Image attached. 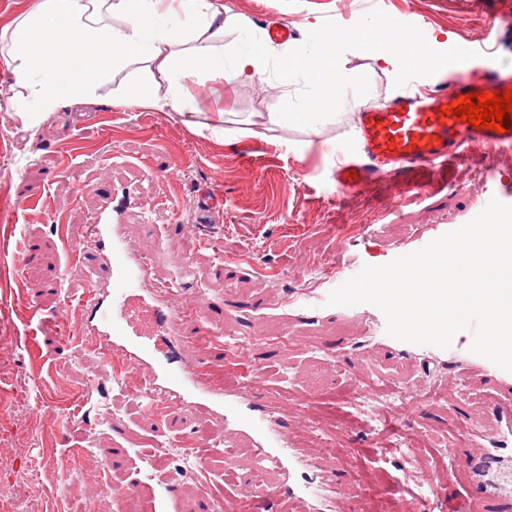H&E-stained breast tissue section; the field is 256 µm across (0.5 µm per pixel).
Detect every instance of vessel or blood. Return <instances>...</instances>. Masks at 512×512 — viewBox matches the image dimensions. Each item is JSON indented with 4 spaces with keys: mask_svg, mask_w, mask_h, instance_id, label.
Segmentation results:
<instances>
[{
    "mask_svg": "<svg viewBox=\"0 0 512 512\" xmlns=\"http://www.w3.org/2000/svg\"><path fill=\"white\" fill-rule=\"evenodd\" d=\"M489 37L498 34L499 17L512 14V0H470ZM512 89V68L488 67L468 71L450 85L434 92L407 91L394 100L358 109V140L347 148L346 162L331 174L337 192L359 190L390 178L404 170H426L429 180L440 178L449 163L463 160L477 147L512 148V131L496 133L472 128L460 117L443 116L442 109L471 92L501 94ZM125 197L107 201L105 207L85 227L84 239L93 245L105 262L107 276L103 287H91L78 300L80 312H91L95 332L86 344L109 363L131 370L140 389L162 405H186L204 418L222 422L220 434L208 439V446H224V474L235 480L239 467L230 448L237 438L248 440L253 458L261 468L278 476H294L305 469L306 477L293 487L267 485L280 512H346L339 490L335 463L338 452L332 448L303 447L298 435L285 431L279 417L257 410H244L239 391L241 381L229 375L224 389L213 388L200 367V358L223 359L225 348L206 340L205 317L193 309L166 307L165 298L174 291L165 284L148 288L152 261L133 248L123 231L121 218ZM447 224L426 226L403 248L411 253L450 232ZM327 294L305 296L294 301L293 313L301 320H315L327 308ZM364 338L378 353L391 358H431L463 377L488 383L499 394H512V372L471 353L472 336L458 334L451 347L440 349L399 341L386 332V320L375 306L365 310ZM146 319L152 335L184 339L186 326L197 339L191 360L161 361L154 344L133 339L131 328L137 319ZM488 419L496 424L487 432L484 424L465 418L450 426L447 474H440L429 459H422L415 472L421 492L436 491L441 477L465 482L468 494L461 512H512V448L506 438L512 435V405L491 406Z\"/></svg>",
    "mask_w": 512,
    "mask_h": 512,
    "instance_id": "obj_1",
    "label": "vessel or blood"
}]
</instances>
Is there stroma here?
Wrapping results in <instances>:
<instances>
[{"mask_svg": "<svg viewBox=\"0 0 512 512\" xmlns=\"http://www.w3.org/2000/svg\"><path fill=\"white\" fill-rule=\"evenodd\" d=\"M221 2L233 18L228 46L245 32L261 37L267 19L286 15L294 37L272 46L275 55L302 44L313 23L358 19L352 0ZM386 12L417 23L436 50L485 42L490 52L477 65L512 64V40L485 41L467 0H390ZM341 64L369 77L360 105L399 96L393 77L358 51H347ZM132 82L128 71L116 72L92 100L67 103L29 128L17 115L27 92L0 67V299L7 301L0 311V400L6 402L0 407V512H99L107 492L137 483L158 457L163 464L139 512H205L241 497L250 512H277L262 491L270 477L257 472L246 443L232 449L243 482L225 479L220 447L206 449L205 473L174 471V458L194 446L203 419L180 406L147 415L126 379H115L110 365L63 335L71 297L106 275L94 252L79 259L73 247L108 188L139 198L125 233L154 255L155 281H180L183 297L203 307L222 301L223 312L205 324L211 339L278 342L265 354V375L254 386L269 410L285 418L295 400L308 397L315 408L345 412V420L318 432L344 451L340 481L349 508L357 512L372 493L385 512H398L395 482L410 462L378 455L376 432L346 409L356 381L333 354L342 339L359 335L360 319L329 310L317 323L294 322L289 302L318 288L325 273L388 263L423 225L463 223L480 204L477 188L487 172L512 182V153L474 149L429 188L425 173L413 170L340 194L330 173L337 152L356 137L353 113L343 109L312 126L266 130L256 125V113L278 111L300 87L271 78L242 81L230 92L214 85L195 93L187 106L200 125L193 132L173 110L115 105ZM220 110L227 113L222 122ZM217 123L224 126L220 142L210 132ZM208 185L222 191L224 208L202 224L194 200ZM176 224L188 225V232L174 233ZM21 241L31 245L22 263L14 259ZM27 332L32 338L24 346L19 338ZM352 357L365 359L377 384L395 379L412 392L416 403L398 437L443 457L448 425L459 413L441 396L440 373L426 362L390 359L366 347ZM371 469L384 470L386 480L370 493L359 476ZM172 482L181 486L175 497L167 492Z\"/></svg>", "mask_w": 512, "mask_h": 512, "instance_id": "35a3bbf8", "label": "stroma"}]
</instances>
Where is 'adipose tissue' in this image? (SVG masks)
<instances>
[{
	"instance_id": "obj_1",
	"label": "adipose tissue",
	"mask_w": 512,
	"mask_h": 512,
	"mask_svg": "<svg viewBox=\"0 0 512 512\" xmlns=\"http://www.w3.org/2000/svg\"><path fill=\"white\" fill-rule=\"evenodd\" d=\"M88 31L92 42L80 43ZM223 40L224 9L214 0H30L0 29V62L30 92L18 112L29 126L40 125L63 103L92 97L130 67L145 85H166L168 95L127 96L122 105L180 112L193 87L265 80L269 44L249 39L228 52Z\"/></svg>"
}]
</instances>
